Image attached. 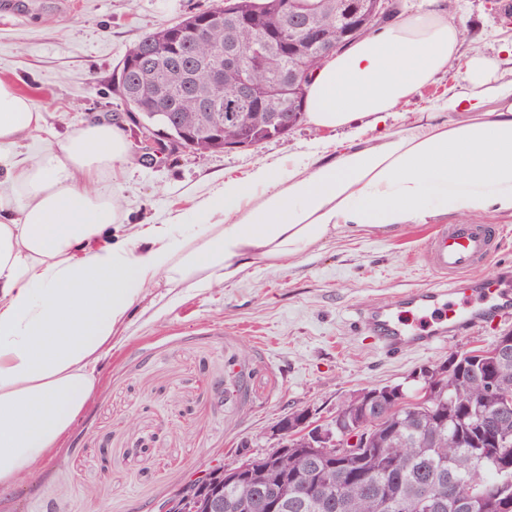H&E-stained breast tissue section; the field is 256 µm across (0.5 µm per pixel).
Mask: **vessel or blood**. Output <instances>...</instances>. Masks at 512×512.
Listing matches in <instances>:
<instances>
[{"label": "vessel or blood", "instance_id": "obj_1", "mask_svg": "<svg viewBox=\"0 0 512 512\" xmlns=\"http://www.w3.org/2000/svg\"><path fill=\"white\" fill-rule=\"evenodd\" d=\"M505 242V232L490 224H452L424 242L443 287L413 289L395 302L361 311L356 322L389 352L424 350L442 343L466 327H477L503 314L512 315V289L469 278V271ZM430 313L422 333H413L401 319L402 310Z\"/></svg>", "mask_w": 512, "mask_h": 512}]
</instances>
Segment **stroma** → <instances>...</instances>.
Wrapping results in <instances>:
<instances>
[{"instance_id": "35a3bbf8", "label": "stroma", "mask_w": 512, "mask_h": 512, "mask_svg": "<svg viewBox=\"0 0 512 512\" xmlns=\"http://www.w3.org/2000/svg\"><path fill=\"white\" fill-rule=\"evenodd\" d=\"M459 22L460 51L479 48L499 60L496 78H512L502 48L512 37L505 0H447ZM215 0H0V80L16 84L43 112L41 132L0 154L57 145L92 119L111 120L112 72L143 35L204 10ZM464 66L438 74L406 104L412 121L432 112L449 119L452 87ZM346 131L301 123L288 135L221 153L180 151L162 162L134 161L101 182L120 201L126 223L179 218L202 224L201 202L224 179L263 164H284L311 150L332 156ZM478 223L503 226L508 245L470 271L512 283V216L489 212ZM433 224L395 233L339 235L280 266L249 268L243 279L205 292L151 289L119 343L102 361L97 389L62 448L11 494L0 512H155L184 481L216 463L272 451L287 413L325 417L364 387L408 381L451 353L492 344L512 332V317L449 337L440 347L393 354L354 324V312L394 302L410 289L442 283L422 247Z\"/></svg>"}]
</instances>
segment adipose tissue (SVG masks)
Returning a JSON list of instances; mask_svg holds the SVG:
<instances>
[{
    "mask_svg": "<svg viewBox=\"0 0 512 512\" xmlns=\"http://www.w3.org/2000/svg\"><path fill=\"white\" fill-rule=\"evenodd\" d=\"M393 20L328 57L308 84L318 131L366 120L370 141L225 180L207 221L122 228L116 197L98 190L128 159L121 127L93 120L58 146L0 158V496L36 474L92 398L96 367L149 289H210L253 265L280 264L339 235L393 231L445 216L512 215V80L495 61H465L454 117L389 118L435 75L461 62L446 0ZM44 115L0 80V145L19 146Z\"/></svg>",
    "mask_w": 512,
    "mask_h": 512,
    "instance_id": "obj_1",
    "label": "adipose tissue"
}]
</instances>
